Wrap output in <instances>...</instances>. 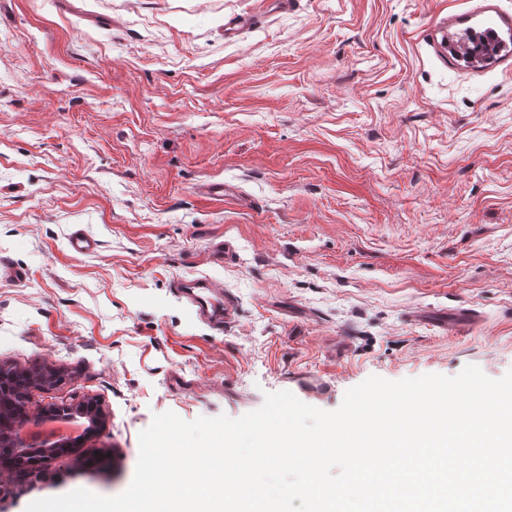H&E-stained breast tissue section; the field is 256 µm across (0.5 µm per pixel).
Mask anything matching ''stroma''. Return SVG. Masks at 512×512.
<instances>
[{"label":"stroma","instance_id":"1","mask_svg":"<svg viewBox=\"0 0 512 512\" xmlns=\"http://www.w3.org/2000/svg\"><path fill=\"white\" fill-rule=\"evenodd\" d=\"M447 5L0 0V366L59 370L31 411L100 413L1 478L0 512L121 494L157 413L237 418L282 390L332 411L372 376L512 371V72L437 59ZM77 230L95 253L69 255ZM200 273L238 300L224 334L172 288ZM460 307L479 321L446 334Z\"/></svg>","mask_w":512,"mask_h":512}]
</instances>
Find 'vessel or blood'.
Instances as JSON below:
<instances>
[{"label": "vessel or blood", "instance_id": "b4317fda", "mask_svg": "<svg viewBox=\"0 0 512 512\" xmlns=\"http://www.w3.org/2000/svg\"><path fill=\"white\" fill-rule=\"evenodd\" d=\"M441 61L455 71L483 75L512 72V10L502 0H454L428 29ZM174 290L216 331L234 322L237 300L209 276L176 279Z\"/></svg>", "mask_w": 512, "mask_h": 512}]
</instances>
